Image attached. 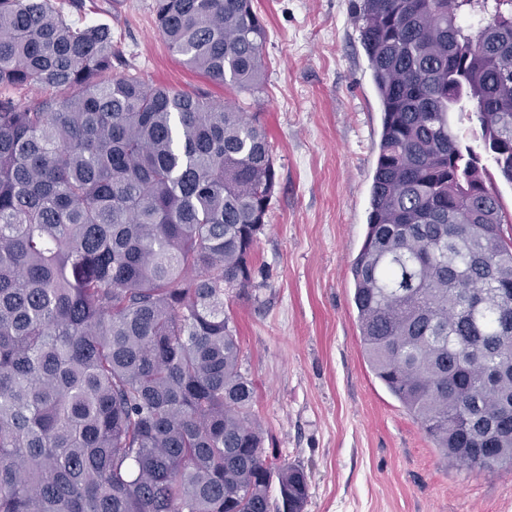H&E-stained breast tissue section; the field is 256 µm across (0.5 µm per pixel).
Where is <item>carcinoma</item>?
I'll return each instance as SVG.
<instances>
[{"label":"carcinoma","instance_id":"carcinoma-1","mask_svg":"<svg viewBox=\"0 0 512 512\" xmlns=\"http://www.w3.org/2000/svg\"><path fill=\"white\" fill-rule=\"evenodd\" d=\"M471 2L358 4L382 129L353 302L372 372L443 457L512 470V215L484 163L512 185V0L474 34ZM152 8L185 66L257 92L254 0ZM114 57L109 28L0 0V512H305L308 474L265 454L224 314L276 184L266 130L114 77ZM33 87L64 96L15 98ZM476 123L475 117L471 120L467 113H454L451 117L452 128L462 143L469 144L477 149L479 143L475 141L474 137Z\"/></svg>","mask_w":512,"mask_h":512}]
</instances>
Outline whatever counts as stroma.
Listing matches in <instances>:
<instances>
[{"label": "stroma", "mask_w": 512, "mask_h": 512, "mask_svg": "<svg viewBox=\"0 0 512 512\" xmlns=\"http://www.w3.org/2000/svg\"><path fill=\"white\" fill-rule=\"evenodd\" d=\"M153 0L64 5L112 30L122 70L211 88L161 38ZM268 40L260 113L276 185L247 291H224L269 457L309 476L306 512H512V472L445 460L362 353L351 264L367 231L382 112L353 0H254Z\"/></svg>", "instance_id": "stroma-1"}]
</instances>
